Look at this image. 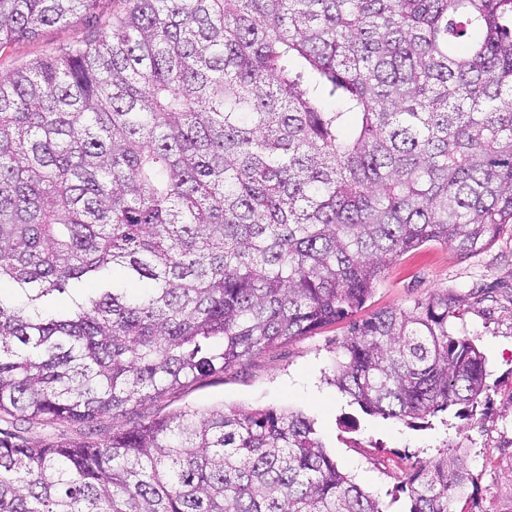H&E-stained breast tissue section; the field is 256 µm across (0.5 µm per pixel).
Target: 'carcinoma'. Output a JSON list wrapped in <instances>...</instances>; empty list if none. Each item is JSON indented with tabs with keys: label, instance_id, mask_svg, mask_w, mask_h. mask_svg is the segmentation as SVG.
<instances>
[{
	"label": "carcinoma",
	"instance_id": "carcinoma-1",
	"mask_svg": "<svg viewBox=\"0 0 512 512\" xmlns=\"http://www.w3.org/2000/svg\"><path fill=\"white\" fill-rule=\"evenodd\" d=\"M96 2L0 0V48ZM121 2L0 76V284L23 295L0 293V512H388L301 413L117 420L354 316L407 252L512 226V0ZM460 316L445 293L352 322L333 383L369 415L462 417L487 369ZM470 485L446 449L408 512Z\"/></svg>",
	"mask_w": 512,
	"mask_h": 512
}]
</instances>
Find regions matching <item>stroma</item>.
Segmentation results:
<instances>
[{"mask_svg":"<svg viewBox=\"0 0 512 512\" xmlns=\"http://www.w3.org/2000/svg\"><path fill=\"white\" fill-rule=\"evenodd\" d=\"M115 7L116 0H97L93 17L42 27L35 37L0 49V76L84 39L93 22H104ZM447 292L464 308L455 330L474 341L489 372V389L470 418L452 416L421 428L363 413L332 382L336 352L348 334L344 321L170 390L141 414L151 419L185 406L204 411L222 404L303 413L314 420L338 469L383 502L397 495L414 468L443 449L462 447L478 477L473 512H512V235H500L475 254L430 242L402 255L385 271L360 315L410 308Z\"/></svg>","mask_w":512,"mask_h":512,"instance_id":"35a3bbf8","label":"stroma"}]
</instances>
